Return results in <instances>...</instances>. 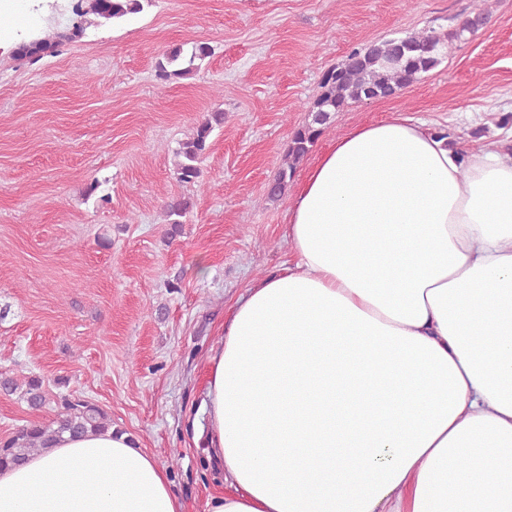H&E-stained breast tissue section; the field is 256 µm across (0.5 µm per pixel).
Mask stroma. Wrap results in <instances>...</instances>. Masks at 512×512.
<instances>
[{"label": "stroma", "mask_w": 512, "mask_h": 512, "mask_svg": "<svg viewBox=\"0 0 512 512\" xmlns=\"http://www.w3.org/2000/svg\"><path fill=\"white\" fill-rule=\"evenodd\" d=\"M78 0H27L26 27L0 48V373L40 377L47 404L0 393V439L90 401L166 467L183 512L222 489L206 461L200 407L207 353L250 281L294 255L291 201L266 198L293 128L309 119L324 74L370 41L447 32L481 8L485 25L449 42L407 89L355 103L298 165L334 139L402 112L464 149L512 152V0H150L142 12L86 24ZM70 39L31 64L12 43ZM209 43L196 74L159 82L170 46ZM224 125L192 184L174 149L214 108ZM191 198L167 240L165 202Z\"/></svg>", "instance_id": "stroma-1"}]
</instances>
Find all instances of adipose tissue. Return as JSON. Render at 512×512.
<instances>
[{
  "mask_svg": "<svg viewBox=\"0 0 512 512\" xmlns=\"http://www.w3.org/2000/svg\"><path fill=\"white\" fill-rule=\"evenodd\" d=\"M207 356L206 512H512V155L402 114L336 138ZM0 512H181L134 435L0 468Z\"/></svg>",
  "mask_w": 512,
  "mask_h": 512,
  "instance_id": "obj_1",
  "label": "adipose tissue"
}]
</instances>
